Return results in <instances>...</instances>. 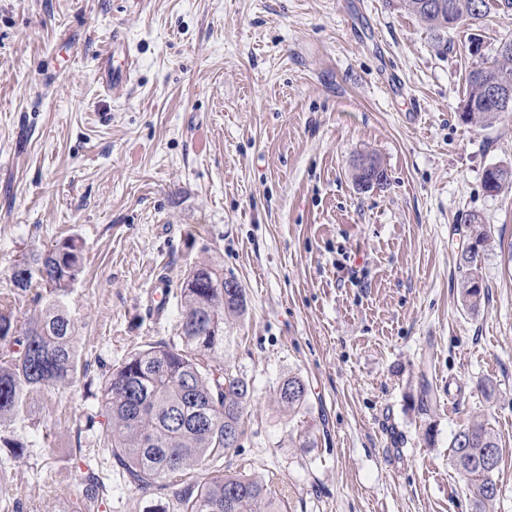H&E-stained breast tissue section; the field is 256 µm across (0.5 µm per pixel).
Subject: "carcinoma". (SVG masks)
<instances>
[{"label": "carcinoma", "instance_id": "1", "mask_svg": "<svg viewBox=\"0 0 512 512\" xmlns=\"http://www.w3.org/2000/svg\"><path fill=\"white\" fill-rule=\"evenodd\" d=\"M424 2L401 0V8L420 22L439 54L448 47V31L478 26L494 6L512 11V0H441L445 7L435 11L425 9ZM484 73L512 84V52L497 51L490 65L467 74L461 118L474 126L503 113L488 95ZM483 183L491 195L512 188V166L486 169ZM468 227L469 243L459 257L461 298L475 310L485 297L478 271L490 237L476 214ZM83 270L82 244L73 237L40 257L35 270L24 259L14 266V289L0 293V341L18 346L0 355V424L21 412L27 396L75 381L78 356L66 303ZM35 276L42 288L33 301L42 304L41 313L21 325L17 305ZM178 302L182 317L176 338L132 354L112 369L102 386L113 469L137 489L173 498L178 512H288L258 475L224 471L191 477L238 447L244 434L251 386L243 374L224 364V328L245 311L246 298L244 288L224 278L222 268L201 261L184 278ZM307 398V384L297 375L285 378L276 390V402L291 416L306 410ZM229 433L235 440L231 446L225 442ZM450 448L476 512H489L499 493L494 474L502 459L500 438L488 423L475 420L453 436ZM492 449L497 457L491 465ZM108 492V477L88 470L74 490L73 512L99 509Z\"/></svg>", "mask_w": 512, "mask_h": 512}]
</instances>
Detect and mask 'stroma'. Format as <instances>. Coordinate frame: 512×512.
I'll return each mask as SVG.
<instances>
[{
  "label": "stroma",
  "mask_w": 512,
  "mask_h": 512,
  "mask_svg": "<svg viewBox=\"0 0 512 512\" xmlns=\"http://www.w3.org/2000/svg\"><path fill=\"white\" fill-rule=\"evenodd\" d=\"M512 16L491 11L437 55L395 0H0V292L25 255L83 243L70 314L80 375L0 426V512H66L99 460L102 381L175 337L156 278L215 262L246 291L224 360L250 381L229 471L288 512H475L449 450L488 420L512 512V115L460 118L466 75ZM137 66L120 93L107 53ZM387 180L359 189L361 154ZM491 229L488 287L460 297L468 219ZM307 383L292 419L275 391ZM485 190L491 195H497L505 188H512V166H497L485 170L483 176Z\"/></svg>",
  "instance_id": "35a3bbf8"
}]
</instances>
